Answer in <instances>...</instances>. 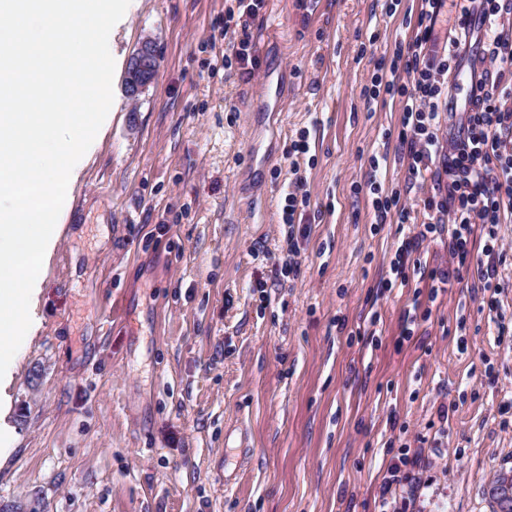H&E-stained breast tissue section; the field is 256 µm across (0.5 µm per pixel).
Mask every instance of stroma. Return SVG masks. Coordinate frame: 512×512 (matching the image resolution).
I'll use <instances>...</instances> for the list:
<instances>
[{
    "instance_id": "1",
    "label": "stroma",
    "mask_w": 512,
    "mask_h": 512,
    "mask_svg": "<svg viewBox=\"0 0 512 512\" xmlns=\"http://www.w3.org/2000/svg\"><path fill=\"white\" fill-rule=\"evenodd\" d=\"M418 6L264 0L258 81L214 63L224 0H131L109 37L116 109L0 379V512H492L512 470V255L483 290L443 233L386 285L435 183L407 178L398 98L363 87ZM147 39L160 67L131 97ZM374 179L407 223H379ZM305 183L302 177H297L291 185L285 196V207L283 209L284 223L294 224V215L299 207H307L309 205V196L304 188Z\"/></svg>"
}]
</instances>
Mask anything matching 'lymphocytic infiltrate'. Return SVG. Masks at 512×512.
<instances>
[{"label":"lymphocytic infiltrate","mask_w":512,"mask_h":512,"mask_svg":"<svg viewBox=\"0 0 512 512\" xmlns=\"http://www.w3.org/2000/svg\"><path fill=\"white\" fill-rule=\"evenodd\" d=\"M263 0H234L224 11L225 66L239 65L255 77L261 65L249 38L252 18ZM453 24L445 45H438L435 25L443 9ZM512 0H421L410 38L381 60L364 89L367 101L381 94L398 96L401 128L398 139L408 160V177L416 183L436 179L438 190L424 201L428 220L404 238L390 263L399 271L424 241L448 233L450 264L464 265L471 253L476 225L489 228L477 262L478 280L491 287L507 251L496 233L512 224ZM481 37L480 72L471 78L464 104L455 107L448 76L459 67L461 52ZM460 111L458 135L441 134L442 115Z\"/></svg>","instance_id":"obj_1"}]
</instances>
